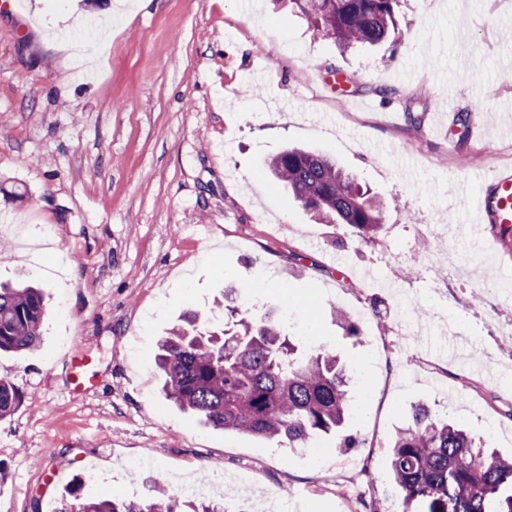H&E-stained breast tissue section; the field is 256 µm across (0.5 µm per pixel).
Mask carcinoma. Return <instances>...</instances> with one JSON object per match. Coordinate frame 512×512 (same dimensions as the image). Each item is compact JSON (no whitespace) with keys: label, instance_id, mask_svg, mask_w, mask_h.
Masks as SVG:
<instances>
[{"label":"carcinoma","instance_id":"1","mask_svg":"<svg viewBox=\"0 0 512 512\" xmlns=\"http://www.w3.org/2000/svg\"><path fill=\"white\" fill-rule=\"evenodd\" d=\"M398 0H293L299 12L338 45L384 42L396 26ZM268 168L302 208L323 223L348 224L363 238L384 223L381 205L329 156L288 148ZM47 316L39 288L0 282V351L39 347ZM156 365L165 396L204 423L225 431L277 438L304 447L334 438L340 448L350 413L349 376L326 352L303 354L285 329L263 318H241L216 332L191 311L159 342ZM20 403L12 382L0 377V418ZM393 484L404 512H512V459L474 446L468 433L434 418L424 406L398 427L390 449ZM80 487L61 512H224V507L183 503L159 489L154 500L124 497L84 500Z\"/></svg>","mask_w":512,"mask_h":512}]
</instances>
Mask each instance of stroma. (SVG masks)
Here are the masks:
<instances>
[{
	"label": "stroma",
	"instance_id": "35a3bbf8",
	"mask_svg": "<svg viewBox=\"0 0 512 512\" xmlns=\"http://www.w3.org/2000/svg\"><path fill=\"white\" fill-rule=\"evenodd\" d=\"M511 9L400 0L398 35L344 53L287 0L0 8V281L49 303L40 348L0 354L21 396L0 420V512H58L75 481L91 500L220 482L273 510L402 512L388 444L420 404L512 457V249L456 194L512 168ZM476 104L478 144L456 122ZM287 146L335 156L383 202L376 237L288 196L266 167ZM228 299L348 365L356 447L291 449L165 399L158 340L191 310L222 329ZM72 353L94 380L80 393Z\"/></svg>",
	"mask_w": 512,
	"mask_h": 512
}]
</instances>
